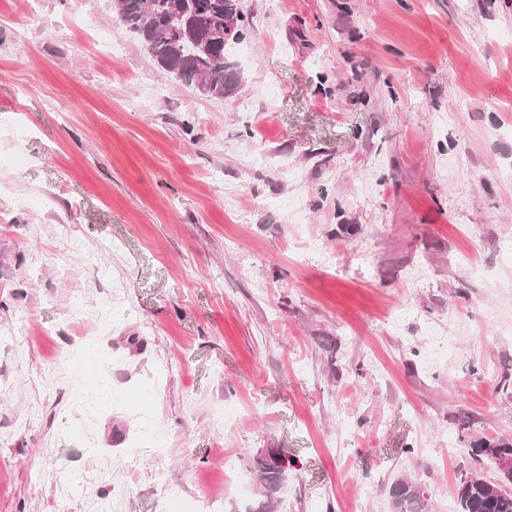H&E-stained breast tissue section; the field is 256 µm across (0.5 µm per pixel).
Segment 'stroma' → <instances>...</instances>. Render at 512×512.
<instances>
[{
	"mask_svg": "<svg viewBox=\"0 0 512 512\" xmlns=\"http://www.w3.org/2000/svg\"><path fill=\"white\" fill-rule=\"evenodd\" d=\"M238 4L214 100L109 0H0V512H247L224 460L270 450L278 512L501 478L468 448L512 440V0Z\"/></svg>",
	"mask_w": 512,
	"mask_h": 512,
	"instance_id": "obj_1",
	"label": "stroma"
}]
</instances>
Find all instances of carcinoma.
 Returning <instances> with one entry per match:
<instances>
[{"label": "carcinoma", "mask_w": 512, "mask_h": 512, "mask_svg": "<svg viewBox=\"0 0 512 512\" xmlns=\"http://www.w3.org/2000/svg\"><path fill=\"white\" fill-rule=\"evenodd\" d=\"M119 21L152 56L158 67L187 85L208 83L207 96L223 99L240 85L237 74L224 68V24L238 22L237 37L243 36L244 16L237 0H120ZM473 457H488L500 463L512 456V441L491 445L482 442L469 449ZM286 469L272 456L254 460V475L261 499L254 512H274V499L285 479ZM394 512H428L415 484L399 480L391 487ZM459 512H512V490L498 491L476 475L460 480Z\"/></svg>", "instance_id": "obj_1"}]
</instances>
